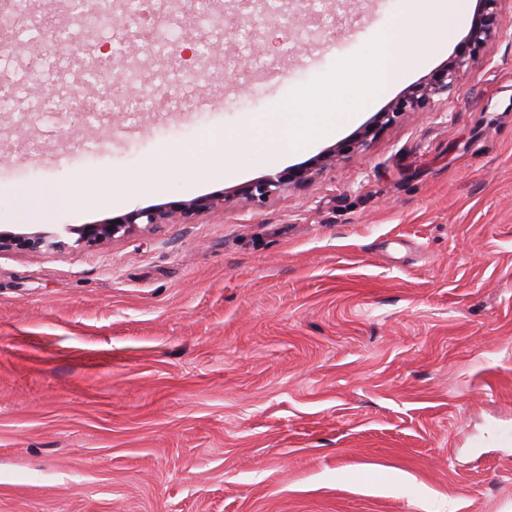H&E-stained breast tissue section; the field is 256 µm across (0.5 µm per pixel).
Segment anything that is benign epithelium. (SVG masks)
<instances>
[{"mask_svg": "<svg viewBox=\"0 0 512 512\" xmlns=\"http://www.w3.org/2000/svg\"><path fill=\"white\" fill-rule=\"evenodd\" d=\"M502 2L503 0H478V18L463 39L467 52L449 59L433 78L416 86L387 111L378 113L372 125L359 132L349 142L325 150L311 167L269 173L248 184L240 190L241 201L260 206L291 187L313 181L319 171L336 165L339 157L366 149L370 139L395 122L403 113L414 112L436 97L449 95L461 77L471 68L475 58L481 53L488 52L495 41L498 35L497 15ZM234 200V196L221 194L136 210L98 224H54L34 232L0 229V253L40 252L44 249L62 248L67 245L66 239L72 235L77 236V243L94 248L158 224H189L197 215L216 211Z\"/></svg>", "mask_w": 512, "mask_h": 512, "instance_id": "7a95c632", "label": "benign epithelium"}]
</instances>
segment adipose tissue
Returning <instances> with one entry per match:
<instances>
[{
  "mask_svg": "<svg viewBox=\"0 0 512 512\" xmlns=\"http://www.w3.org/2000/svg\"><path fill=\"white\" fill-rule=\"evenodd\" d=\"M464 8V0H418L408 23L423 30H435L440 35L458 22ZM429 51V46L411 49L398 36H388L362 64V70L366 74L362 97L344 101L339 98L335 85L323 81L315 82L308 85L289 105L283 120L291 122L294 115L309 108L322 114L328 122L345 116L354 117L368 100L386 90L394 79L425 63ZM84 187V182L80 180L68 183L51 181L34 189L18 190L15 194L13 216L17 220L25 221L38 206L73 204Z\"/></svg>",
  "mask_w": 512,
  "mask_h": 512,
  "instance_id": "adipose-tissue-1",
  "label": "adipose tissue"
}]
</instances>
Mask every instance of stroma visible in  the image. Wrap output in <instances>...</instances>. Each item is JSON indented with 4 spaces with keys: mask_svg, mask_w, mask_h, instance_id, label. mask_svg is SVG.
<instances>
[{
    "mask_svg": "<svg viewBox=\"0 0 512 512\" xmlns=\"http://www.w3.org/2000/svg\"><path fill=\"white\" fill-rule=\"evenodd\" d=\"M152 34L112 0L108 27L71 28L81 55L104 43L139 65V97L97 102L67 57L29 53L63 0H32L0 54L16 111L0 115V227L21 187L88 182L31 225L96 224L233 194L311 163L369 125L455 53L466 17L355 120L323 129L278 107L336 83L387 35L407 42L411 0H316L302 29L269 0L262 23L199 27L228 0H184ZM488 58L446 98L402 114L369 147L260 206L236 202L95 248L0 253V512H512V0ZM199 40L202 79L166 97L167 44ZM40 66L83 119L25 110ZM120 120H112L113 112ZM294 146L281 151L282 131ZM253 136L276 156L223 154ZM181 147L187 170L136 183Z\"/></svg>",
    "mask_w": 512,
    "mask_h": 512,
    "instance_id": "obj_1",
    "label": "stroma"
}]
</instances>
